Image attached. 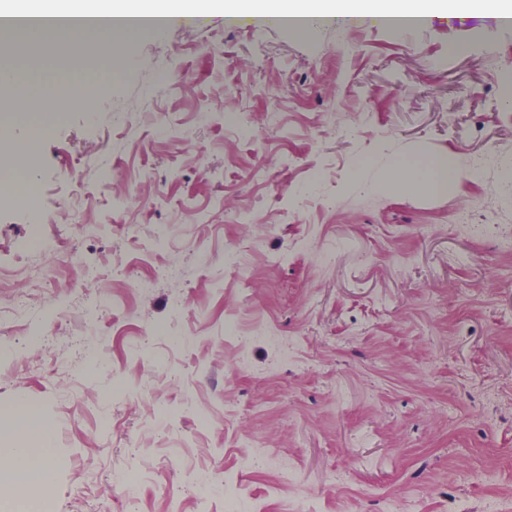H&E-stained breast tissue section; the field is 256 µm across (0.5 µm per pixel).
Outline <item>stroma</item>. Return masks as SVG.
I'll use <instances>...</instances> for the list:
<instances>
[{
  "label": "stroma",
  "instance_id": "stroma-1",
  "mask_svg": "<svg viewBox=\"0 0 512 512\" xmlns=\"http://www.w3.org/2000/svg\"><path fill=\"white\" fill-rule=\"evenodd\" d=\"M239 0L84 74L13 62L31 93L0 152L43 190L0 207V417L55 441L43 512H487L512 503V29L231 27ZM486 169L446 193L380 182L402 157ZM368 168L356 173L359 159ZM168 233L171 248L155 247ZM254 281L226 276L235 243ZM250 322L242 347L230 320Z\"/></svg>",
  "mask_w": 512,
  "mask_h": 512
}]
</instances>
